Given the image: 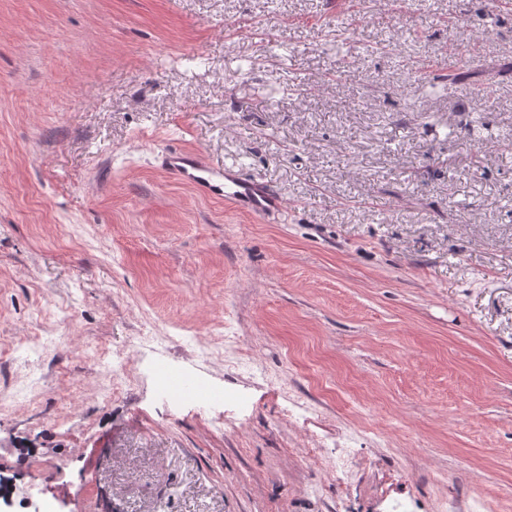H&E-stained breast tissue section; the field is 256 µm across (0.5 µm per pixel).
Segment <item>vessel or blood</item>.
Masks as SVG:
<instances>
[{
	"label": "vessel or blood",
	"instance_id": "vessel-or-blood-1",
	"mask_svg": "<svg viewBox=\"0 0 512 512\" xmlns=\"http://www.w3.org/2000/svg\"><path fill=\"white\" fill-rule=\"evenodd\" d=\"M165 167L176 179L204 196L232 202L248 213L264 216L283 208V200L276 190L262 179L246 175L237 166H214L199 155L171 148L165 153Z\"/></svg>",
	"mask_w": 512,
	"mask_h": 512
}]
</instances>
